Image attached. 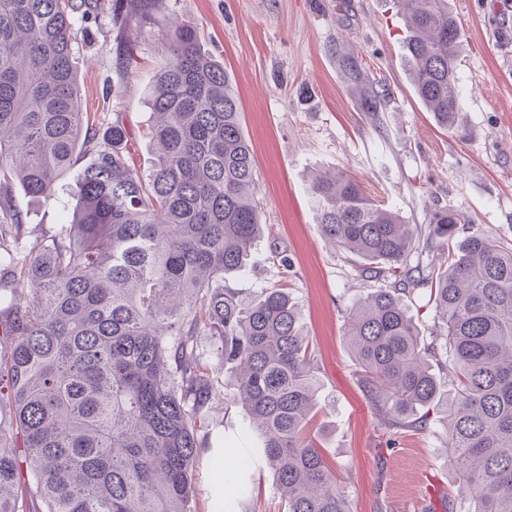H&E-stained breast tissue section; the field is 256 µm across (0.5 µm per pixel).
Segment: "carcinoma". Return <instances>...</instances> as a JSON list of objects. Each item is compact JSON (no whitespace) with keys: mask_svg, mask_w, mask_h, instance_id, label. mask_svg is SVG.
Instances as JSON below:
<instances>
[{"mask_svg":"<svg viewBox=\"0 0 512 512\" xmlns=\"http://www.w3.org/2000/svg\"><path fill=\"white\" fill-rule=\"evenodd\" d=\"M415 94L436 124L461 121L462 43L448 0H395ZM77 0H0V512H196L204 412L219 396L201 338L220 348L241 433L257 446L209 490L211 512H258L253 469L272 471L285 512H352L320 443L316 364L292 263L245 302L226 287L268 231L230 73L197 30L162 35L145 90L146 172L121 117L99 134L78 108ZM91 156L89 164L79 161ZM74 172L72 216L25 253L12 185L49 200ZM308 194L316 223L362 273L392 279L348 309L346 342L367 399L397 430L442 420L465 512H512V236L461 223L408 224L342 170ZM429 236L439 266H410ZM429 289V341L405 298ZM449 358L442 376L433 362Z\"/></svg>","mask_w":512,"mask_h":512,"instance_id":"1","label":"carcinoma"}]
</instances>
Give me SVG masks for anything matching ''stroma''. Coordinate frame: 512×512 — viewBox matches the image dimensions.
I'll list each match as a JSON object with an SVG mask.
<instances>
[{
	"mask_svg": "<svg viewBox=\"0 0 512 512\" xmlns=\"http://www.w3.org/2000/svg\"><path fill=\"white\" fill-rule=\"evenodd\" d=\"M449 2L467 30L458 56L466 87L460 134L438 127L414 93L394 0H158L147 19L123 28L106 8L77 21L80 107L105 127L121 115L136 136L138 168L151 158L144 89L166 53L162 31L176 21L196 27L232 75L263 219L292 261L290 292L319 365L323 448L354 512H440L455 477L441 421L387 447L390 431L368 403L345 327L351 303L388 282L362 277L358 260L322 237L307 189L315 175L341 169L410 223L452 210L462 223L512 236V0ZM127 39L137 47L128 69L121 65ZM340 44L356 48L358 78L345 69ZM371 90L385 94L375 115L360 105ZM13 199L23 247L38 251L74 208L73 177L59 179L52 200L18 187ZM269 241L257 242L248 272L228 281L243 300L280 278ZM241 415L220 396L206 412L216 425L211 443L228 463L247 445Z\"/></svg>",
	"mask_w": 512,
	"mask_h": 512,
	"instance_id": "35a3bbf8",
	"label": "stroma"
}]
</instances>
